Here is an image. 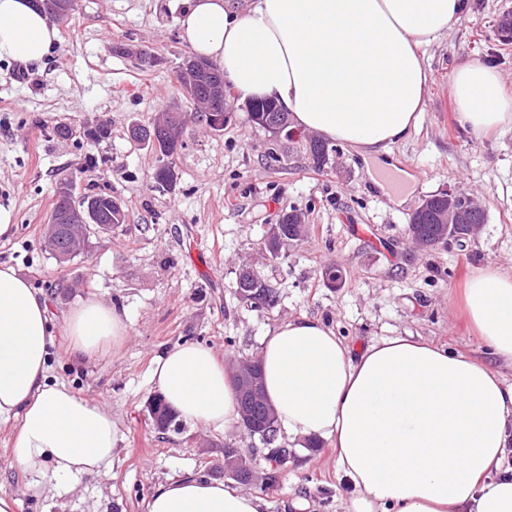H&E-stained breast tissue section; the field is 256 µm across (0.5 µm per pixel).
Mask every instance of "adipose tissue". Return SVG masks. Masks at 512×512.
Wrapping results in <instances>:
<instances>
[{"label":"adipose tissue","instance_id":"1","mask_svg":"<svg viewBox=\"0 0 512 512\" xmlns=\"http://www.w3.org/2000/svg\"><path fill=\"white\" fill-rule=\"evenodd\" d=\"M463 0H185L180 28L239 99H271L295 126L375 156L416 131L431 73L424 49ZM59 33L35 0H0V60L47 58ZM450 94L475 138L512 129V94L491 64L458 65ZM469 322L512 366V273L487 267L464 290ZM63 329L76 355L120 345L127 324L88 297ZM44 296L0 265V422L18 420L10 466L66 481L108 469L118 431L98 404L49 384ZM260 356L266 393L289 439L330 440L344 512H512V387L497 369L423 340L352 349L316 319L278 325ZM152 377L184 421L237 425L236 389L214 351L183 343ZM260 497L195 475L160 484L147 512H262Z\"/></svg>","mask_w":512,"mask_h":512}]
</instances>
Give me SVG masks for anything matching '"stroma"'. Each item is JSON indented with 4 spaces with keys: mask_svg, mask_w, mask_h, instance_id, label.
Returning <instances> with one entry per match:
<instances>
[{
    "mask_svg": "<svg viewBox=\"0 0 512 512\" xmlns=\"http://www.w3.org/2000/svg\"><path fill=\"white\" fill-rule=\"evenodd\" d=\"M184 0H77L43 68L19 70L0 60V206L12 230L0 236V264L13 266L41 292L53 324L48 354L51 382L100 404L119 441L112 465L84 475L73 489L0 467V495L16 512H145L169 476L224 477V448H238L265 468L262 440L242 428L213 430L178 419L158 432L147 405L158 390L155 361L182 343H201L223 362L258 355L277 325L302 317L321 320L358 348L387 337L411 336L483 362L494 357L473 336L458 296L474 271H512V130L486 138L457 121L449 93L452 73L466 61L501 72L512 93V44L497 35L512 0H466L460 19L425 50L431 71L426 108L411 138L393 145L391 162L411 175L404 189L374 183L369 163L344 144L314 168L298 143L251 125L244 103L223 131L195 122V105L177 73L192 50L179 17ZM156 57L141 62L138 49ZM162 112L188 122L166 190L153 180L159 161L131 139L133 124ZM108 124L99 142L86 128ZM70 126L71 139L55 126ZM71 180L77 194L105 188L120 199L125 223L91 235L85 252L61 261L45 248L55 189ZM475 197L487 220L466 249L414 248L411 215L445 184ZM305 215L307 237L283 244L263 273L276 292L267 310L243 303L236 291L243 265L260 262L257 245L283 212ZM341 287L323 279L327 266ZM124 311L127 336L89 361L77 360L62 327L64 315L88 295ZM348 486L336 478L329 442L294 449L280 483L261 494L265 512H343Z\"/></svg>",
    "mask_w": 512,
    "mask_h": 512,
    "instance_id": "35a3bbf8",
    "label": "stroma"
}]
</instances>
